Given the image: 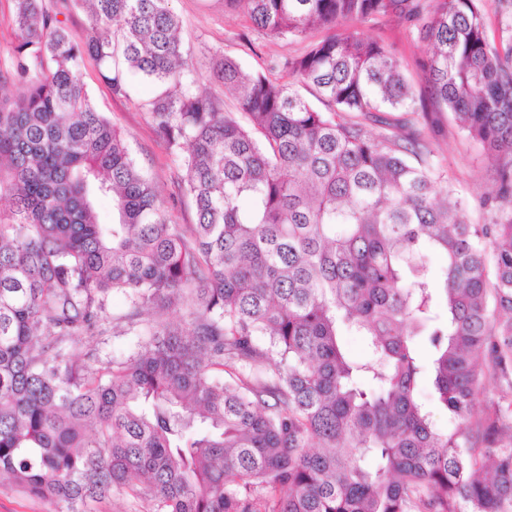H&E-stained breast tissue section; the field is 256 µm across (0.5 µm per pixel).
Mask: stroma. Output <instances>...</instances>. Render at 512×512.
Masks as SVG:
<instances>
[{
	"instance_id": "obj_1",
	"label": "stroma",
	"mask_w": 512,
	"mask_h": 512,
	"mask_svg": "<svg viewBox=\"0 0 512 512\" xmlns=\"http://www.w3.org/2000/svg\"><path fill=\"white\" fill-rule=\"evenodd\" d=\"M171 6L183 21V39L190 50L189 66L195 70L203 90L222 98L228 109L232 108L233 101L226 98L223 84L212 73V55H230L245 67L270 70V63L302 55L311 43L327 35L326 30L318 29L304 38H268L255 29L245 14L228 6L225 0H171ZM420 28L418 20L393 16L359 26L361 33L387 45L400 59L406 73L414 78L419 77L420 64L429 52L428 43L420 36ZM81 80L93 104L124 135L136 160L149 172L167 218L175 224L195 223L194 205L179 187L184 171L155 134L143 107L156 92L154 84L136 76L129 81L128 95L114 94L100 79L96 62L90 59L81 67ZM417 127L431 150V163L464 199L468 221L487 223V200L494 195L496 184L481 146L467 138L447 113L438 115L434 125L421 121ZM132 342V336L125 334L123 326L111 324L104 337L83 338L73 344L72 350L80 356L95 352L104 363L126 354Z\"/></svg>"
}]
</instances>
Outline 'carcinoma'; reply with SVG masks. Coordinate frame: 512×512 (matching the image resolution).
I'll return each mask as SVG.
<instances>
[{
  "mask_svg": "<svg viewBox=\"0 0 512 512\" xmlns=\"http://www.w3.org/2000/svg\"><path fill=\"white\" fill-rule=\"evenodd\" d=\"M12 2L0 479L58 512L114 493L147 512H512V0L495 35L482 0H227L273 39L343 27L284 62L291 82L217 57L235 112L200 91L169 0ZM72 10L90 17L79 32L59 19ZM424 11V98L482 146L489 224L466 223L419 132L378 116L413 111L416 89L349 28ZM86 58L115 94L131 74L159 83L144 108L196 223L168 220L81 82ZM114 292L128 309L111 318ZM169 309L186 318L139 329ZM109 319L137 337L130 354L96 367L71 352ZM351 330L371 362L347 356Z\"/></svg>",
  "mask_w": 512,
  "mask_h": 512,
  "instance_id": "carcinoma-1",
  "label": "carcinoma"
}]
</instances>
